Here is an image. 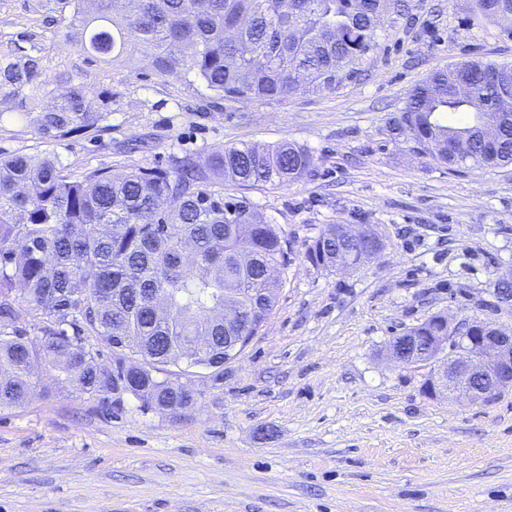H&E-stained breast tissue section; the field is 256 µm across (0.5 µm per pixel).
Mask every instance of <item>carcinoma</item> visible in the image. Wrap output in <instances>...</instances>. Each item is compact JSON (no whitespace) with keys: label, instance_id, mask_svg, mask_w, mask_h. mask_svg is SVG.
<instances>
[{"label":"carcinoma","instance_id":"1","mask_svg":"<svg viewBox=\"0 0 512 512\" xmlns=\"http://www.w3.org/2000/svg\"><path fill=\"white\" fill-rule=\"evenodd\" d=\"M83 52L104 62L128 48L150 52L165 76L192 72L228 100L281 99L312 85L336 90L360 74L377 48L378 16L396 0H52ZM485 17L512 21V0H475ZM489 63L465 73L451 65L409 93L391 130L419 145L432 139L456 163L455 138L469 133L466 154L484 166L512 164V124L493 139L477 125L482 112L512 102V65L501 87L488 86ZM52 93L39 59L0 54V117L34 118L40 138L58 140L99 129L105 112L87 104L85 87L62 74ZM315 158L290 144L217 146L206 165L182 160L171 170L137 167L120 177L105 169L71 176L55 155L0 157V408L18 406L45 363L85 393L123 392L142 407L176 414L193 395L179 379L218 369L224 337L254 336L271 313L280 280L266 270L283 264L277 225L243 199H224V182L288 186L307 175ZM333 227L309 245L306 257L330 266ZM48 325L35 341L17 329L16 290ZM91 333L114 349L120 372L105 370L86 345ZM176 370H170V367Z\"/></svg>","mask_w":512,"mask_h":512}]
</instances>
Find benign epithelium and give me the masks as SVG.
<instances>
[{"mask_svg": "<svg viewBox=\"0 0 512 512\" xmlns=\"http://www.w3.org/2000/svg\"><path fill=\"white\" fill-rule=\"evenodd\" d=\"M336 240L362 244L347 252L336 251V267L356 270L371 255L381 251L382 242L367 224L336 225ZM444 334L429 337V345L412 349L389 346L391 357L403 366H428L424 391L432 397H453L471 405L488 402L512 388V330L480 318L468 326V335H458L447 317H442Z\"/></svg>", "mask_w": 512, "mask_h": 512, "instance_id": "obj_1", "label": "benign epithelium"}]
</instances>
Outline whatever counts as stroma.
<instances>
[{"mask_svg":"<svg viewBox=\"0 0 512 512\" xmlns=\"http://www.w3.org/2000/svg\"><path fill=\"white\" fill-rule=\"evenodd\" d=\"M385 15L361 76L266 102L217 99L190 72L162 76L129 49L91 59L45 0H0V49L72 72L103 128L59 140L0 116V155L51 153L96 169L206 162L221 145L290 142L316 159L288 186L225 184L277 224L282 287L243 353L188 377L173 415L88 395L39 366L0 409V512H512V390L468 405L425 394L429 374L386 356L434 314L512 327V164L450 166L390 132L412 88L449 64H512V33L473 0H408ZM330 224H368L382 251L355 271L306 258Z\"/></svg>","mask_w":512,"mask_h":512,"instance_id":"stroma-1","label":"stroma"}]
</instances>
